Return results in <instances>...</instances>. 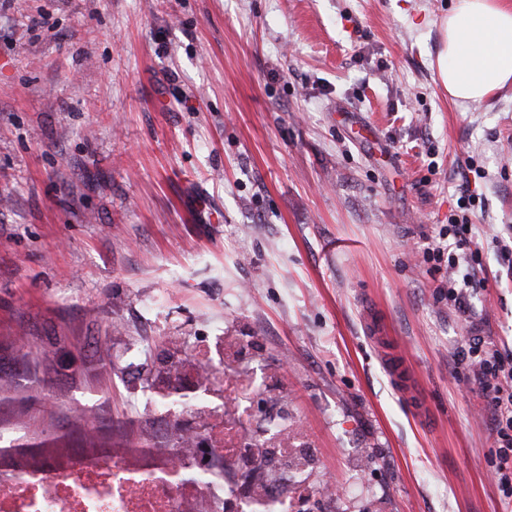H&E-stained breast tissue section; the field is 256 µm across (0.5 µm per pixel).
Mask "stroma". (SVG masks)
<instances>
[{"mask_svg": "<svg viewBox=\"0 0 512 512\" xmlns=\"http://www.w3.org/2000/svg\"><path fill=\"white\" fill-rule=\"evenodd\" d=\"M454 0H5L0 431L16 459L283 419L318 512H512L462 361L512 356V87L441 89ZM469 189L460 207L461 187ZM466 213L483 287L426 255ZM223 337V416L187 402ZM145 360L127 366L125 352ZM409 379L398 390L388 359ZM187 365L182 387L166 382ZM450 244H448V300L454 305H462L464 303L468 288H456L457 283L454 275L459 267V257L457 254L450 252Z\"/></svg>", "mask_w": 512, "mask_h": 512, "instance_id": "stroma-1", "label": "stroma"}]
</instances>
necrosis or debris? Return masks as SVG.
<instances>
[{
  "label": "necrosis or debris",
  "mask_w": 512,
  "mask_h": 512,
  "mask_svg": "<svg viewBox=\"0 0 512 512\" xmlns=\"http://www.w3.org/2000/svg\"><path fill=\"white\" fill-rule=\"evenodd\" d=\"M85 440L30 466L0 460V512H283L282 486L306 480L197 430L140 464L126 449L96 447L95 433Z\"/></svg>",
  "instance_id": "obj_1"
}]
</instances>
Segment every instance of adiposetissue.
Instances as JSON below:
<instances>
[{
	"label": "adipose tissue",
	"instance_id": "ef3b65f1",
	"mask_svg": "<svg viewBox=\"0 0 512 512\" xmlns=\"http://www.w3.org/2000/svg\"><path fill=\"white\" fill-rule=\"evenodd\" d=\"M436 59L441 87L454 103H480L512 85V5L507 0H456L439 22Z\"/></svg>",
	"mask_w": 512,
	"mask_h": 512
}]
</instances>
